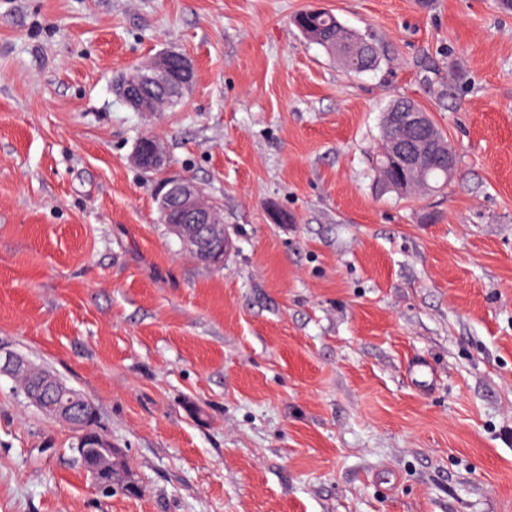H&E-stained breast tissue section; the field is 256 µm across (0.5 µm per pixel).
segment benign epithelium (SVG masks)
Returning <instances> with one entry per match:
<instances>
[{
  "instance_id": "obj_1",
  "label": "benign epithelium",
  "mask_w": 512,
  "mask_h": 512,
  "mask_svg": "<svg viewBox=\"0 0 512 512\" xmlns=\"http://www.w3.org/2000/svg\"><path fill=\"white\" fill-rule=\"evenodd\" d=\"M192 67L193 63L188 56L178 50L168 49L138 66V72L121 79L117 88L122 99L135 111L159 112L163 108L162 100L144 93V90L152 85L167 84L174 74H186ZM387 122L398 128V134L379 145L377 157L382 185L392 184L386 176V170L393 164H399L405 168L403 181L399 183L404 191L428 190L420 170L427 152L448 154V175H453L455 155L449 146L433 136L427 112L411 107L404 114L387 115ZM132 160L145 172L161 174L156 191L160 219L180 240L183 248L201 262L213 266L222 264L231 247L229 238L224 234L223 210L204 195L193 179L166 174L167 157L153 137L145 136L139 141ZM36 370L37 366L21 356L0 355V375L15 377ZM56 389L68 392L70 398L68 403L53 408L49 416L75 430L82 465L107 489L114 485H134L131 476L122 469L120 453L112 447V441L99 433L89 435L85 415L95 406L87 395L66 384L54 373L46 371L43 373L41 389L30 394L29 400L41 407L45 393Z\"/></svg>"
}]
</instances>
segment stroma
Instances as JSON below:
<instances>
[{"mask_svg": "<svg viewBox=\"0 0 512 512\" xmlns=\"http://www.w3.org/2000/svg\"><path fill=\"white\" fill-rule=\"evenodd\" d=\"M310 6L377 68L307 43ZM166 49L192 88L133 111L116 80ZM400 98L456 154L440 191L377 185ZM146 135L222 204V267L161 223ZM0 350L85 393L137 482L103 494L0 376V512H512V11L0 0ZM314 10V8L306 9L297 14L294 18L296 26L304 37H307L308 33H315L316 35H319L323 40V47L326 52L336 58L341 64L343 63L348 71L357 73L355 63L348 57L349 54L346 55L344 49L336 51L334 40L336 37V30L339 24H341L337 17L328 10H326L325 14H316L314 13ZM340 26L341 29H345L342 24ZM345 32L348 36V40L353 43L373 45L374 50L372 51L369 63L371 65V69L376 67L379 59V52L377 44L373 39L369 35L361 34L356 31L353 32L349 29H345Z\"/></svg>", "mask_w": 512, "mask_h": 512, "instance_id": "stroma-1", "label": "stroma"}]
</instances>
